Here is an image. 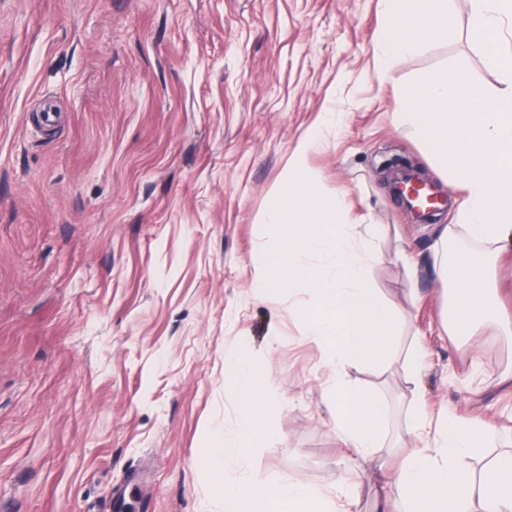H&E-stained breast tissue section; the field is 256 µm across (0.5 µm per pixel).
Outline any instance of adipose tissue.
Here are the masks:
<instances>
[{"instance_id":"ef3b65f1","label":"adipose tissue","mask_w":512,"mask_h":512,"mask_svg":"<svg viewBox=\"0 0 512 512\" xmlns=\"http://www.w3.org/2000/svg\"><path fill=\"white\" fill-rule=\"evenodd\" d=\"M388 10L390 23L379 35L380 76L391 58L448 37V0H388ZM511 15L512 0H472L468 38L481 47L485 66L503 74L504 88L488 92L463 75L431 74L408 89L405 108L393 115L396 129L414 131L465 190L458 223L438 225L431 246L435 274L454 279L450 315L442 326L462 343L497 316V289L486 268L469 254L449 253L448 243L461 233L480 245L512 239V41L500 34L502 18ZM307 148L300 142L288 162L287 200L267 213L266 223L280 244L264 253L254 286L262 293L284 287L304 293L295 306L303 334L323 350L328 366L341 371L356 362L388 364L396 350L397 314L390 298L370 282L382 255L373 237L362 236L347 222L343 190L325 202L316 200L304 165ZM269 378L268 366L259 360L225 354L224 384L242 402L239 433L233 450L214 449L200 463L214 479L224 512H352L366 481L355 470L332 497L289 480L224 482L227 453L247 456L251 449L267 447L275 435L263 400ZM329 400L346 446L363 456H392L386 446V409L377 398L339 380L330 387ZM412 403L416 446L383 474V512H512V448L499 449L482 472H475L467 461L476 457L484 428L451 409L430 414L420 397Z\"/></svg>"}]
</instances>
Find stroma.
<instances>
[{"mask_svg":"<svg viewBox=\"0 0 512 512\" xmlns=\"http://www.w3.org/2000/svg\"><path fill=\"white\" fill-rule=\"evenodd\" d=\"M471 0H448V37L377 77L385 0H0V512H224L199 460L233 445L240 401L224 354L270 363L269 447L224 479L301 481L335 494L339 469L382 462L336 439L333 374L303 334L296 291L253 286L264 219L303 139L318 196L378 225L372 285L394 303L406 364L347 367L413 447L410 400L495 424L512 445V242L496 265L501 323L470 344L441 326L434 224L463 197L416 135L395 129L405 89L432 73L503 85L468 41ZM420 170L448 198L407 216L391 180ZM420 266L410 275L400 247Z\"/></svg>","mask_w":512,"mask_h":512,"instance_id":"35a3bbf8","label":"stroma"}]
</instances>
